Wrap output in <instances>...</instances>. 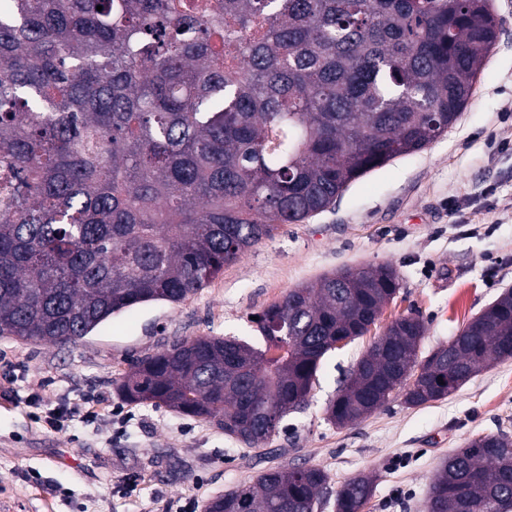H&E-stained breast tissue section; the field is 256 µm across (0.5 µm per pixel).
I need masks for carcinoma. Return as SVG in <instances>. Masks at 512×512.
I'll list each match as a JSON object with an SVG mask.
<instances>
[{"label": "carcinoma", "instance_id": "carcinoma-1", "mask_svg": "<svg viewBox=\"0 0 512 512\" xmlns=\"http://www.w3.org/2000/svg\"><path fill=\"white\" fill-rule=\"evenodd\" d=\"M102 10H96L97 6ZM491 0H0V335L72 343L142 304L180 303L284 224L419 151L457 120L499 37ZM400 288L341 268L258 315L265 347L198 336L137 360L120 390L245 445L307 405L321 360ZM281 324L282 354L269 324ZM400 315L328 407L356 422L421 406L512 358V289L418 359ZM327 475L280 467L205 512H315ZM364 477L336 492L362 512ZM427 512H512V436L448 458Z\"/></svg>", "mask_w": 512, "mask_h": 512}]
</instances>
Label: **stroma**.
I'll return each mask as SVG.
<instances>
[{
	"instance_id": "obj_1",
	"label": "stroma",
	"mask_w": 512,
	"mask_h": 512,
	"mask_svg": "<svg viewBox=\"0 0 512 512\" xmlns=\"http://www.w3.org/2000/svg\"><path fill=\"white\" fill-rule=\"evenodd\" d=\"M492 7L503 21L497 44L457 122L425 149L367 173L306 222L282 225L183 303L135 307L74 343L0 337V512H204L209 499L294 465L326 472L318 512H336L337 490L354 477L373 480L364 512H426L448 455L479 435H512V359L423 406L398 394L344 426L326 413L392 319L420 315L425 355L512 288V0ZM380 264L400 276L396 302L326 355L306 409L261 447L118 391L133 362L173 341L260 343L253 316L290 289ZM56 411L64 429L47 422Z\"/></svg>"
}]
</instances>
